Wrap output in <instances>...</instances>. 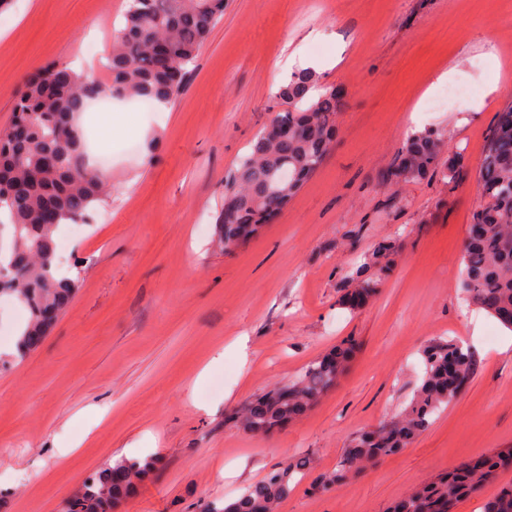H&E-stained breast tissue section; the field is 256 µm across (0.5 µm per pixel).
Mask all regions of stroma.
<instances>
[{
	"label": "stroma",
	"mask_w": 512,
	"mask_h": 512,
	"mask_svg": "<svg viewBox=\"0 0 512 512\" xmlns=\"http://www.w3.org/2000/svg\"><path fill=\"white\" fill-rule=\"evenodd\" d=\"M125 8L9 0L0 131L42 66L89 58L103 78ZM506 17L512 0H224L167 111L127 102L136 133L104 138L103 105L88 109L87 159L109 163L85 223L60 227L74 298L35 351L0 363V512H59L93 470L145 439L160 466L117 512H201L298 458L308 467L279 512H387L460 462L512 448V331L457 288L487 135L512 105V68L489 50ZM308 60L342 98L332 148L258 235L221 251L225 179ZM447 72L476 87L472 99L415 111L441 95ZM429 127L465 157L455 183L383 181L408 132ZM384 240L395 244L390 272L363 307L345 309L341 295ZM349 336L352 361L301 418L271 436L232 422ZM446 338L476 355L465 391L400 453L315 491L353 436L412 396L423 347ZM92 405L108 413L89 436L79 413Z\"/></svg>",
	"instance_id": "obj_1"
}]
</instances>
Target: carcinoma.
Here are the masks:
<instances>
[{
    "label": "carcinoma",
    "mask_w": 512,
    "mask_h": 512,
    "mask_svg": "<svg viewBox=\"0 0 512 512\" xmlns=\"http://www.w3.org/2000/svg\"><path fill=\"white\" fill-rule=\"evenodd\" d=\"M224 14V0H127L124 25L112 43L107 78L85 79L69 66L52 63L24 84L13 113L28 117L24 139L0 134V210L7 213L13 244L0 253V297L13 296L28 317L21 355L36 349L47 335L49 312L64 310L76 280L56 277L54 234L62 224H79L99 201L103 174L84 159L77 115L102 96L172 102L181 92L191 65ZM319 76L310 68L293 72L275 98L282 109L276 121L282 133L263 131L241 157L224 184V209L217 246L229 251L244 243L271 213L282 210L305 180L323 164L333 142L340 97L330 87L317 96ZM497 115L489 130L479 169L482 203L473 211L464 244L460 292L477 308L512 330V125ZM445 131L427 128L408 137L398 150L387 179L419 181L440 173L455 181L462 156H444ZM392 243H378L363 269L389 270ZM36 253L40 260L28 262ZM374 290L366 279L348 289L342 303L362 307ZM353 351V340L309 363L292 383L274 387L233 416L245 432L269 435L315 405L336 384ZM423 375L414 396L376 428L353 437L336 470L322 477L326 491L365 464L408 447L453 403L477 369L474 353L455 339L429 342L421 353ZM157 466V459L107 461L65 499L66 512H112L131 496ZM307 461L299 459L269 472L258 484L229 501H209L202 512H277L297 484ZM512 469V448H502L460 463L448 474L406 497L389 512H453L458 501L479 491L497 471ZM483 512H512V485L483 505Z\"/></svg>",
    "instance_id": "cac0c4a2"
}]
</instances>
